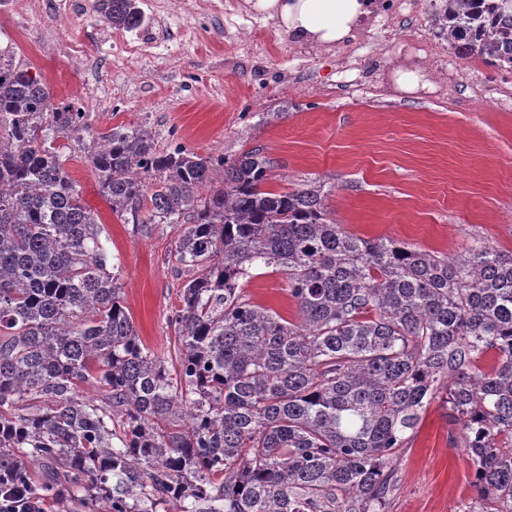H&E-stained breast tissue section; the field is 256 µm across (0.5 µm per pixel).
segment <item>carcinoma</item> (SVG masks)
I'll use <instances>...</instances> for the list:
<instances>
[{
	"label": "carcinoma",
	"instance_id": "1",
	"mask_svg": "<svg viewBox=\"0 0 512 512\" xmlns=\"http://www.w3.org/2000/svg\"><path fill=\"white\" fill-rule=\"evenodd\" d=\"M94 11L117 31L145 20L136 0ZM445 11L458 57L512 64V0ZM85 117L0 56L1 486L44 466L48 488L106 512H386L440 400L475 468L465 512H512V255L365 239L320 182L270 187L258 149L159 150L144 125L89 146ZM60 137L82 145L113 213L185 226L167 359L142 345ZM258 267L286 275L292 319L243 294Z\"/></svg>",
	"mask_w": 512,
	"mask_h": 512
}]
</instances>
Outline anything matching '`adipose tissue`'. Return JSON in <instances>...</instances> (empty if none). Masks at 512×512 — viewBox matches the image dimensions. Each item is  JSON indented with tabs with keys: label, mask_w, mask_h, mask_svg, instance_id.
<instances>
[{
	"label": "adipose tissue",
	"mask_w": 512,
	"mask_h": 512,
	"mask_svg": "<svg viewBox=\"0 0 512 512\" xmlns=\"http://www.w3.org/2000/svg\"><path fill=\"white\" fill-rule=\"evenodd\" d=\"M289 39L327 48L348 39L368 13L367 0H247Z\"/></svg>",
	"instance_id": "1"
}]
</instances>
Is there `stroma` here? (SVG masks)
Masks as SVG:
<instances>
[{
  "mask_svg": "<svg viewBox=\"0 0 512 512\" xmlns=\"http://www.w3.org/2000/svg\"><path fill=\"white\" fill-rule=\"evenodd\" d=\"M145 26L159 18L156 58L117 64L112 28L87 12L68 38L81 64L36 46L0 17V51L47 82L54 103L83 104L94 137L142 123L159 148L200 156L260 149L272 187L321 180L337 223L358 236L390 237L456 256L480 238L512 254V102L476 108L460 88L452 102L403 92L394 81L400 45L365 64L364 87L338 88L335 51L304 50L245 0H139ZM253 27L241 38L239 26ZM65 167L97 210L120 267L124 304L145 347L167 356L169 318L183 279L176 227L138 229L113 214L80 150ZM253 302L294 313L282 272L257 268L242 285ZM459 428L435 402L398 462L389 512H463L474 469Z\"/></svg>",
  "mask_w": 512,
  "mask_h": 512,
  "instance_id": "35a3bbf8",
  "label": "stroma"
}]
</instances>
